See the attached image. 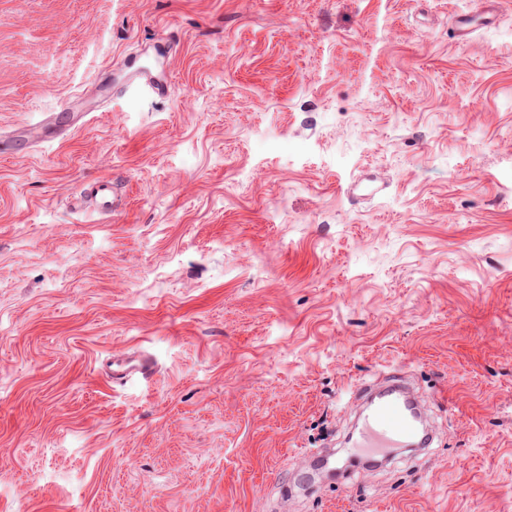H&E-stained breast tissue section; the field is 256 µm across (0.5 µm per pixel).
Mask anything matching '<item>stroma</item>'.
<instances>
[{
	"instance_id": "1",
	"label": "stroma",
	"mask_w": 512,
	"mask_h": 512,
	"mask_svg": "<svg viewBox=\"0 0 512 512\" xmlns=\"http://www.w3.org/2000/svg\"><path fill=\"white\" fill-rule=\"evenodd\" d=\"M476 2L0 0V512H512V0L454 41ZM393 370L430 452L299 489ZM80 193L94 203L95 210L101 215H109L115 208V187L109 177L83 184ZM150 370V364L143 359L133 358L124 352H114L110 371L112 383L122 381L135 375H145Z\"/></svg>"
}]
</instances>
